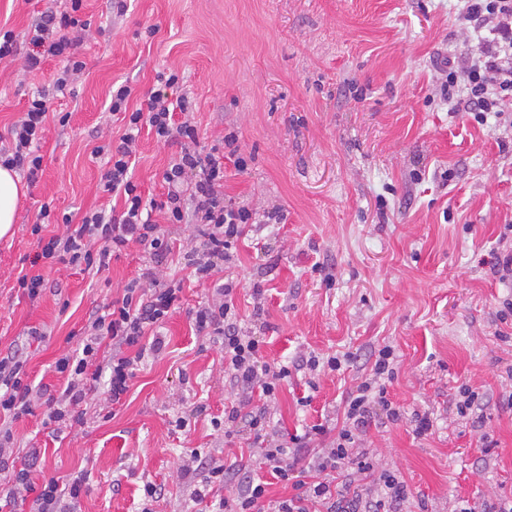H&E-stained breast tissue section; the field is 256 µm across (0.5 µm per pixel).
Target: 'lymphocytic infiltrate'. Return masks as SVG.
<instances>
[{"mask_svg":"<svg viewBox=\"0 0 512 512\" xmlns=\"http://www.w3.org/2000/svg\"><path fill=\"white\" fill-rule=\"evenodd\" d=\"M69 2V9L48 11L33 20L27 52H20L12 31L0 33V62H14L20 55L25 69L34 71L49 57L65 61L50 89L33 94L23 116L6 134H0V166L22 172L31 181L42 170L43 158L36 148L45 133L50 102L67 94L86 68L78 51V39L68 35L69 30L87 26L78 17L83 0ZM455 22L470 43L465 52L449 54L436 62V69L445 77L440 86L441 97L451 111L469 113L477 123H486L492 117L498 124L512 127V0H457ZM177 82L176 74H158L157 87L151 90L143 110L129 107L132 86L123 84L113 90L109 110L122 115L125 132L115 152L109 155L100 189L122 196L123 209L111 214L89 211L77 222L64 217L61 231L45 238L41 223L49 219L50 208L41 206L40 222L32 227L33 234L39 237L38 250L29 260L28 271L19 276L18 284L29 299H37L46 288L41 272L44 263L100 272L108 269L115 254L132 245L149 255L150 265L124 286L121 299L88 322L75 353H64L56 360L54 369L65 378L62 389L28 381L20 354L0 355V414L15 418L28 413L38 402L46 407L47 423L67 429L82 424L79 406L93 390L103 389L112 404L122 403L139 366L165 345L162 337L150 335V328L163 324L181 301L180 284L163 279L155 266L170 250L164 224L198 226L200 242L184 249L183 259L198 280L206 281L231 263V249L245 225L272 222V215L259 217L246 206L225 203V162H233L239 169L246 166L237 137L229 133L221 146L200 148L197 130L189 117V100L169 95ZM178 112L185 116L179 123L174 120ZM145 128L157 140L180 148L162 174L166 193L160 201L143 197L133 180L132 163L139 135ZM236 288L235 281H225L217 290L218 300L195 311L194 326L199 335L224 339V372L237 390L236 405L224 410L225 435L245 426L258 436L268 423V410L252 409V396L259 392L266 400H274L288 377V368L263 361L260 338L239 327L234 304ZM398 366L395 349L382 346L375 354L370 376L349 393L339 429L333 431L318 423L304 435L292 437V449L279 445L265 449L264 458L272 472L291 483L290 497L269 500L265 483L233 480L228 468L203 458L196 450L182 464L181 476H200L201 486L195 491L199 502L215 488L224 490V497L213 503L212 512H312L316 504L323 505L325 512H401L409 498L405 481L394 471L375 470L373 458L362 444L372 418L378 414L394 424L409 421L419 437L433 430L429 412L416 410L407 415L388 399L387 385L394 380ZM12 454L10 432L0 433V472L7 475L12 496L34 493L31 512H68L71 500L77 499L85 487V474L79 471L63 479L51 477L37 487L30 469L10 467ZM310 454L315 457L312 468L319 477L308 482L296 478L294 464ZM327 470L345 473V483L336 485L323 479ZM368 473L374 474L373 483H359V476Z\"/></svg>","mask_w":512,"mask_h":512,"instance_id":"1","label":"lymphocytic infiltrate"}]
</instances>
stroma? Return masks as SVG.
<instances>
[{
  "label": "stroma",
  "mask_w": 512,
  "mask_h": 512,
  "mask_svg": "<svg viewBox=\"0 0 512 512\" xmlns=\"http://www.w3.org/2000/svg\"><path fill=\"white\" fill-rule=\"evenodd\" d=\"M50 7L65 2L0 0V28L23 35ZM80 16L90 24L79 48L87 70L54 100L42 171L0 239V353L19 351L29 380L62 387L55 360L143 268L133 246L98 274L43 265L49 286L37 301L17 285L37 250L31 228L42 205L51 208L49 235L63 217L114 204L98 191L104 161L92 154L124 132L108 110L112 88L130 83L140 105L157 72H173L201 147L238 136L248 167L225 162L226 201L283 217L246 225L223 272L239 283L241 327L263 337L265 361L289 370L266 445H287L319 422L341 425L373 351L390 345L400 366L389 399L408 413L429 411L434 428L418 437L406 422L372 424L364 445L376 452L375 469L400 472L410 512L512 496V408L502 403L512 393V318L499 319L512 286L490 272L495 252L512 246V130L449 112L437 93L434 60L464 49L453 0H125L121 10L114 0H83ZM62 67L50 58L30 73L16 63L0 73L1 134ZM177 151L142 131L133 179L144 194L161 198ZM160 272L183 285L161 328L163 351L136 372L121 404L90 393L83 425L62 437H51L38 404L10 420L16 457L41 449L38 484L85 471L73 512H140L148 482L161 488L154 512H207L194 499L195 481L179 473L193 449L238 479L260 476L270 500L292 495L263 464L253 435L228 438L214 425L235 390L221 337L197 335L191 321L211 285L195 283L174 252ZM33 326L45 338L28 339ZM347 350L357 359L341 374L300 365L313 351ZM463 383L484 396L482 431L456 414ZM483 431L495 448H482Z\"/></svg>",
  "instance_id": "35a3bbf8"
}]
</instances>
